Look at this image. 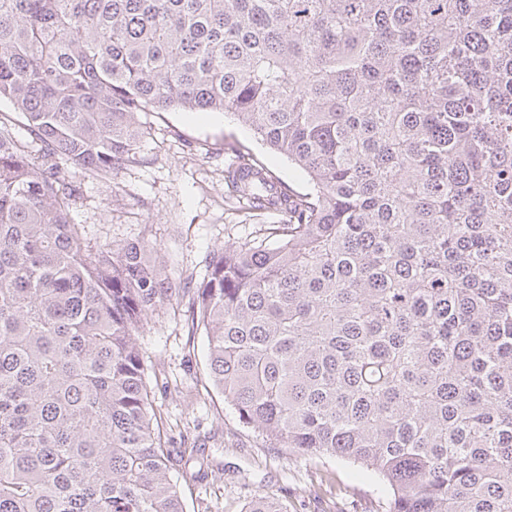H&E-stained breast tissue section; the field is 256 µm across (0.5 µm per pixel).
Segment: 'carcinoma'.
<instances>
[{
    "label": "carcinoma",
    "instance_id": "carcinoma-1",
    "mask_svg": "<svg viewBox=\"0 0 512 512\" xmlns=\"http://www.w3.org/2000/svg\"><path fill=\"white\" fill-rule=\"evenodd\" d=\"M0 512H183L139 343L187 303L240 424L373 479L384 512H512V0H0ZM230 115L277 221L190 288L84 243L72 170L147 112ZM244 512H287L253 495Z\"/></svg>",
    "mask_w": 512,
    "mask_h": 512
}]
</instances>
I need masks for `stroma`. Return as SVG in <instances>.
I'll return each instance as SVG.
<instances>
[{"label":"stroma","instance_id":"obj_1","mask_svg":"<svg viewBox=\"0 0 512 512\" xmlns=\"http://www.w3.org/2000/svg\"><path fill=\"white\" fill-rule=\"evenodd\" d=\"M145 164L114 180L82 178L72 208L91 245L146 239L164 255L175 280H202L213 250L247 233V214L227 209L224 146L240 145L296 190L302 175L221 113L151 112L143 117ZM140 343L152 361L154 406L177 464L186 512H243L256 493L288 512H376L373 487L344 460L304 459L266 447L243 428L221 394H206L205 347L182 309L163 308Z\"/></svg>","mask_w":512,"mask_h":512}]
</instances>
